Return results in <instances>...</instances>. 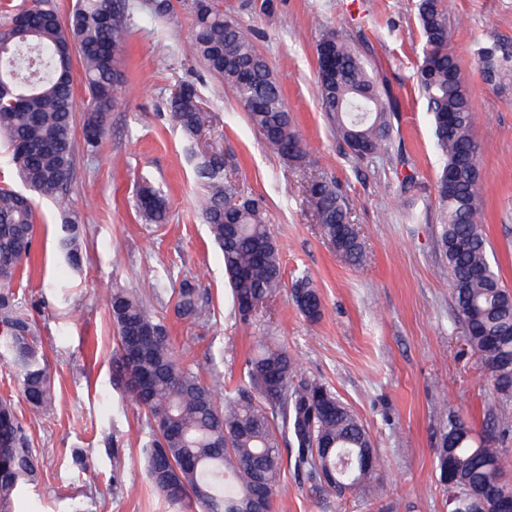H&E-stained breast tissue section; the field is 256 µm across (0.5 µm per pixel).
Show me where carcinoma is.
<instances>
[{"label": "carcinoma", "mask_w": 512, "mask_h": 512, "mask_svg": "<svg viewBox=\"0 0 512 512\" xmlns=\"http://www.w3.org/2000/svg\"><path fill=\"white\" fill-rule=\"evenodd\" d=\"M453 0H417L416 19L424 37L418 89L431 115L443 166L437 183L440 244L448 283L462 317L467 343L489 366L496 393L512 396V293L490 264L478 194L481 145L473 137L472 107L465 71L449 49ZM130 18L122 0H76L65 17L54 0L9 16L0 29V57L15 76L19 97L0 98V136L18 174L33 194L56 199L68 190L76 152L74 61H79L90 96L82 130L89 145L105 133V115L123 84L122 58ZM191 52L224 80L242 104L249 123L282 158L306 162L307 151L268 61L238 22L214 0H194ZM329 49L336 72L317 68L318 99L336 136L359 158L390 143L391 101L353 47L334 31L322 34L316 54ZM484 75L495 81L512 73V42L494 41L478 50ZM173 117L192 138L201 127L198 94L191 84L172 99ZM207 192L204 221L224 257V275L239 318L248 322L259 306L284 287L279 248L261 201L243 198L224 180V159L211 155L198 169ZM321 233L353 265L365 247L336 183L313 177L305 187ZM136 213L145 224L168 219L163 192L148 181L136 192ZM34 236L33 200L0 189V355L18 370L20 389L38 412L51 405V380L36 347L34 327L16 309L11 288ZM58 249L78 269L83 253L75 224L65 225ZM293 302L310 319L322 315L317 289L305 276L292 290ZM175 308L184 318L206 315L202 289L185 280ZM109 309L116 330L114 375L144 410L151 428L146 448L151 486L172 505L200 512H271L287 492L281 481V444L295 449L294 469L314 480L323 497L341 498L366 486L379 462L361 457L372 440L359 417L331 389L297 379L288 350L258 341L246 361L242 385L219 394L183 365L153 308L114 290ZM0 512L38 471V457L12 403L0 400ZM462 416L448 421L435 449L444 491L482 493L510 490L503 480L504 453L491 433L477 440Z\"/></svg>", "instance_id": "cac0c4a2"}]
</instances>
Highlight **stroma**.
<instances>
[{"instance_id":"1","label":"stroma","mask_w":512,"mask_h":512,"mask_svg":"<svg viewBox=\"0 0 512 512\" xmlns=\"http://www.w3.org/2000/svg\"><path fill=\"white\" fill-rule=\"evenodd\" d=\"M152 2L126 0L125 83L103 139L77 145L63 199L35 202L31 255L14 290L46 357L52 406L35 412L16 369L0 358V398L11 400L40 458L37 479L23 486L12 512H180L151 487L143 453L150 427L112 381L108 299L116 289L164 317L180 361L217 391L241 382L266 336L296 358L299 378L326 384L362 420L382 462L378 497L324 501L288 467V494L275 498L272 512H448L434 450L452 414L470 419L478 434H499L512 481V398L493 391L484 357L465 341L439 244L442 158L414 78L424 47L415 0H216L278 78L309 152L304 168L267 149L229 88L190 53L193 0H170L161 15ZM454 11L460 23L451 49L469 75L472 131L482 146L481 222L512 291V83H488L477 60L481 46L512 41V0H454ZM329 30L355 46L396 100L393 146L374 158L354 157L319 108L316 44ZM184 83L197 88L203 113L193 139L172 118L170 101ZM215 153L239 192L263 199L280 250L284 287L247 325L201 215L197 167ZM312 176L338 183L365 244L362 264L346 262L321 233L305 194ZM142 179L166 194L167 223L139 220ZM73 221L84 254L77 269L57 249ZM149 270L157 282L146 279ZM302 275L320 293L319 319L292 301ZM186 279L198 280L206 316L175 313Z\"/></svg>"}]
</instances>
